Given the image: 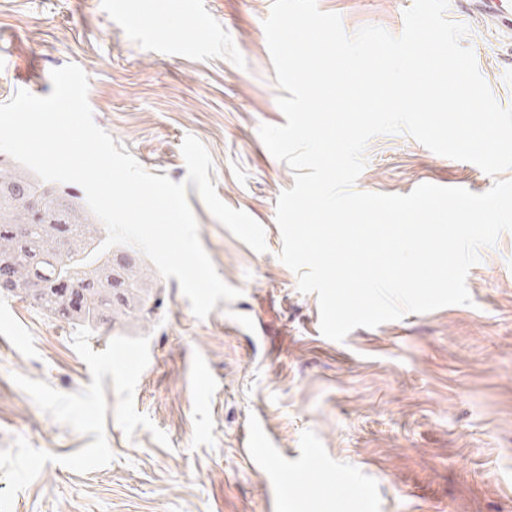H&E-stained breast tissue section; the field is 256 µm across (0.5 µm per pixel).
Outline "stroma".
Masks as SVG:
<instances>
[{
    "label": "stroma",
    "instance_id": "1",
    "mask_svg": "<svg viewBox=\"0 0 512 512\" xmlns=\"http://www.w3.org/2000/svg\"><path fill=\"white\" fill-rule=\"evenodd\" d=\"M0 0V103L18 90L52 91L50 72L79 66L95 123L157 176L185 181V136L208 149L220 199L265 229L258 253L187 199L201 243L240 298L205 319L179 282L135 247L112 249L114 266L138 271L146 310L113 314L89 339L150 338L134 394L138 412L170 447L106 416L113 461L84 474L45 464L12 512H512V232L482 249L467 276L472 305L356 328L344 342L319 331L316 295L278 258L277 197L294 174L262 143L261 124L282 125L280 90L262 26L271 0ZM412 0H318L347 33L372 24L404 30ZM467 25L464 46L498 103L512 107V35L448 5ZM422 183L488 191L493 177L437 155L409 134L373 138L354 185L407 194ZM74 326L28 301L0 298V449L21 436L72 454L93 442L39 409L11 379L21 373L63 393L92 378L73 346ZM273 439L267 455L245 448L252 421Z\"/></svg>",
    "mask_w": 512,
    "mask_h": 512
}]
</instances>
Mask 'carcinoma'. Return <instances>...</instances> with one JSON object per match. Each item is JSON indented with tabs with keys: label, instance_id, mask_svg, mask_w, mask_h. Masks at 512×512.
Wrapping results in <instances>:
<instances>
[{
	"label": "carcinoma",
	"instance_id": "1",
	"mask_svg": "<svg viewBox=\"0 0 512 512\" xmlns=\"http://www.w3.org/2000/svg\"><path fill=\"white\" fill-rule=\"evenodd\" d=\"M107 232L79 197L0 162V294L28 297L46 316L87 327L112 310V280H93L112 250L98 253ZM66 282L85 294L70 308L56 285Z\"/></svg>",
	"mask_w": 512,
	"mask_h": 512
}]
</instances>
